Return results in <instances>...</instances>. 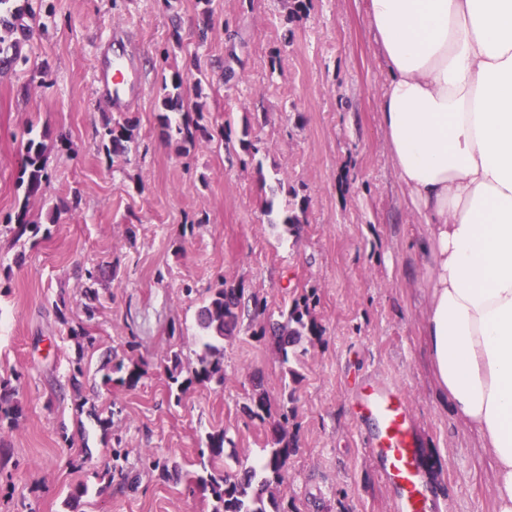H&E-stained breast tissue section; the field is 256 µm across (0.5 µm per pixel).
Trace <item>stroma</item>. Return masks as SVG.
<instances>
[{"instance_id":"obj_1","label":"stroma","mask_w":512,"mask_h":512,"mask_svg":"<svg viewBox=\"0 0 512 512\" xmlns=\"http://www.w3.org/2000/svg\"><path fill=\"white\" fill-rule=\"evenodd\" d=\"M292 6L212 0L206 17L196 0H35L42 23L23 48L29 63L0 72V225L24 203L41 225L53 204L80 203L36 239L0 234V377L19 386L23 407L14 426L0 427L9 452L0 512H211L209 492L186 491L202 474L206 434L224 433L219 471L257 464L267 427L243 406L262 392L279 406L289 368L297 373V448L274 488L284 512H392V492L354 421L363 382L407 395L440 512H495L491 459L430 371L418 249L425 229L405 202L380 127L386 73L371 51L365 0H305L296 19ZM117 48L144 81L120 110L94 80L98 61ZM191 52L198 66L186 82L202 81L206 118L223 126L224 142L183 156L160 135L158 95L163 64L183 65ZM228 65L237 74L230 82ZM107 117L137 125L127 161L110 162L98 148ZM62 131L68 144L57 138ZM30 136L44 141L51 173L32 200L19 179ZM245 137L257 155L243 151ZM294 194L306 210L293 234L270 223L264 207L284 214ZM101 264L117 277L96 283L101 308L90 319L77 272ZM221 279L264 303L262 324L313 295L322 333L284 356L275 336L242 323L224 341L223 386L195 384L172 401L161 366L177 348L196 364L201 292ZM186 283L194 294L183 292ZM62 297L66 325L55 308ZM78 325L93 346L70 338ZM131 339L144 374L104 383ZM78 360L97 411L113 415L109 430L76 408ZM116 446L132 464L146 451L165 459L168 475L145 472L128 488L107 471Z\"/></svg>"}]
</instances>
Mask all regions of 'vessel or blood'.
<instances>
[{"mask_svg": "<svg viewBox=\"0 0 512 512\" xmlns=\"http://www.w3.org/2000/svg\"><path fill=\"white\" fill-rule=\"evenodd\" d=\"M98 81L113 104H121L133 83L131 69L101 63ZM355 416L362 441L377 462L382 480L393 491L394 512H438L423 480L420 440L409 403L397 387L365 384L356 391Z\"/></svg>", "mask_w": 512, "mask_h": 512, "instance_id": "1", "label": "vessel or blood"}]
</instances>
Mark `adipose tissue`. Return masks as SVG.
<instances>
[{
    "label": "adipose tissue",
    "instance_id": "ef3b65f1",
    "mask_svg": "<svg viewBox=\"0 0 512 512\" xmlns=\"http://www.w3.org/2000/svg\"><path fill=\"white\" fill-rule=\"evenodd\" d=\"M388 155L426 230L431 369L512 512V0H365Z\"/></svg>",
    "mask_w": 512,
    "mask_h": 512
}]
</instances>
